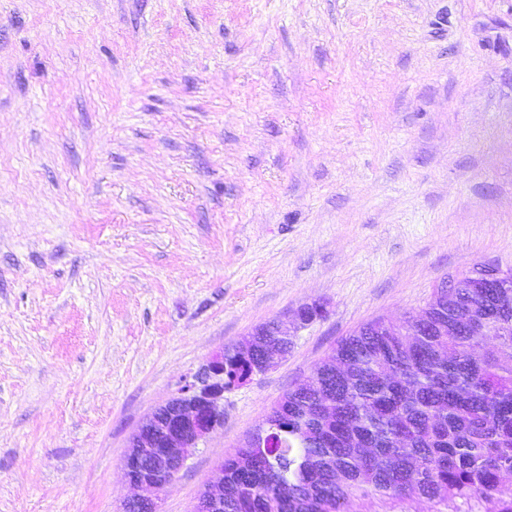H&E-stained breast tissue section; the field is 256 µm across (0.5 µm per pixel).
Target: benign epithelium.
Masks as SVG:
<instances>
[{"label":"benign epithelium","mask_w":512,"mask_h":512,"mask_svg":"<svg viewBox=\"0 0 512 512\" xmlns=\"http://www.w3.org/2000/svg\"><path fill=\"white\" fill-rule=\"evenodd\" d=\"M467 277L483 278L490 288H512V273L506 270L487 271L478 265ZM326 313L322 302L303 304L277 323L279 335L294 338ZM283 356L278 347L259 350L255 373L268 371ZM223 425L224 352L220 351L202 364L176 395L157 407L133 434L124 458V472L129 483L145 495L128 500L123 512L140 506L147 507L149 512H160V493L176 479L199 443ZM191 512H224V461L216 465L212 482L201 491Z\"/></svg>","instance_id":"7a95c632"}]
</instances>
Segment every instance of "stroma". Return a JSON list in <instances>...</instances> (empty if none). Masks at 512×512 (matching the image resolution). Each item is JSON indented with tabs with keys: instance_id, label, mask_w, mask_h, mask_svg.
Returning a JSON list of instances; mask_svg holds the SVG:
<instances>
[{
	"instance_id": "1",
	"label": "stroma",
	"mask_w": 512,
	"mask_h": 512,
	"mask_svg": "<svg viewBox=\"0 0 512 512\" xmlns=\"http://www.w3.org/2000/svg\"><path fill=\"white\" fill-rule=\"evenodd\" d=\"M512 267V0H0V512H122L132 434L211 355L191 512L336 341ZM327 313L326 305L319 301H314L312 303H306L291 313V315L286 317L283 321L275 323V321H271L268 323H275L278 326V334L273 336L274 333H271L270 336H264L263 332V324L256 326L250 333L244 337L245 339H252L256 346L261 347L264 343L270 342L274 344H292L291 340L286 336H290L292 340L297 336V333L311 324L317 319H321L325 317Z\"/></svg>"
}]
</instances>
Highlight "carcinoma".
<instances>
[{
  "mask_svg": "<svg viewBox=\"0 0 512 512\" xmlns=\"http://www.w3.org/2000/svg\"><path fill=\"white\" fill-rule=\"evenodd\" d=\"M481 323L453 331L465 301ZM431 323L372 322L285 392L224 458V512H512V290L450 288L428 302ZM488 344L493 350L476 355ZM347 361L342 379L329 369ZM394 363L385 374L379 363ZM254 359L230 358L224 379H249Z\"/></svg>",
  "mask_w": 512,
  "mask_h": 512,
  "instance_id": "cac0c4a2",
  "label": "carcinoma"
}]
</instances>
